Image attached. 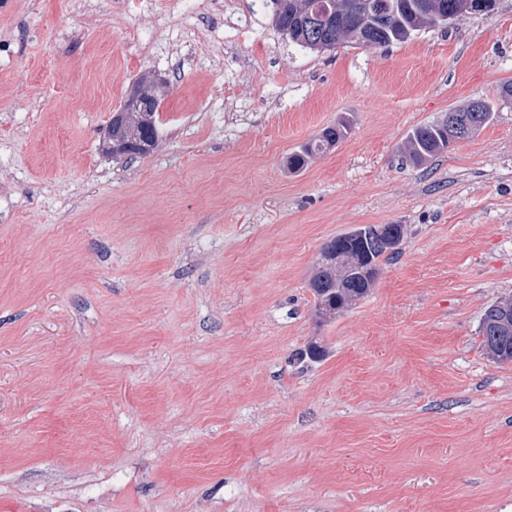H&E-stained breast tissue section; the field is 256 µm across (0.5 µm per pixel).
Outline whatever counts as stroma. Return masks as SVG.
I'll list each match as a JSON object with an SVG mask.
<instances>
[{"mask_svg": "<svg viewBox=\"0 0 512 512\" xmlns=\"http://www.w3.org/2000/svg\"><path fill=\"white\" fill-rule=\"evenodd\" d=\"M146 75L129 162L108 127ZM510 80L512 0L321 52L254 0H0V512H512V362L479 333L512 295ZM475 100L487 126L405 158ZM360 224L402 245L319 322ZM143 80L139 81V88L143 91L144 97L149 99V104L142 108L143 96L140 89L135 90L125 102L119 112H127V118L123 120V113H117L116 118H122L116 128L112 124L109 128L108 136L112 138V155H126L129 159L142 157L150 153L157 141V127L155 114L159 106L161 96L158 95L155 86L152 84L143 85ZM140 107V109H138ZM138 109L136 112L133 110ZM478 106V112H465L473 106ZM448 113L466 114L474 123L466 128L463 124L453 126L445 119L428 125L418 126L406 138L407 152L410 160L416 165H422L429 159L448 152L455 142L467 139L488 125L494 117L491 108L483 101L472 102L467 109L453 110ZM350 134V123L348 120L338 121L323 128L316 138L307 142L299 148L288 159V164L293 169H300L306 160L318 154H323L337 144L345 140ZM363 236L359 229H348L346 232L328 240L322 247L321 262L310 280V288L315 297V311L322 320L336 318L340 313L368 295L375 283V278L363 275L359 270L348 271L341 263L349 257L357 258L365 268H381V262L396 254L403 239L402 225L392 224L397 231L396 247L377 248L370 240L365 242L363 237L370 238L380 246L392 245L390 230L387 224L367 225ZM342 254V259L336 255ZM336 256V262L327 257Z\"/></svg>", "mask_w": 512, "mask_h": 512, "instance_id": "stroma-1", "label": "stroma"}]
</instances>
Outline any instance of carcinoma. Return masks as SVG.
Listing matches in <instances>:
<instances>
[{
  "label": "carcinoma",
  "instance_id": "carcinoma-1",
  "mask_svg": "<svg viewBox=\"0 0 512 512\" xmlns=\"http://www.w3.org/2000/svg\"><path fill=\"white\" fill-rule=\"evenodd\" d=\"M272 21L299 46L319 51L327 43L341 45L351 43L360 46L387 47L406 41L413 32L423 27L448 24L440 15L455 10L456 16L471 13L468 0H368L369 5L357 11L342 30L336 28V16L326 17V9L316 2L317 18L300 22L297 0H269ZM144 97L149 104L130 112L112 130V155L129 158L142 157L150 153L157 141L155 114L161 96L155 86L142 85ZM478 111L468 113L474 123L470 127L453 126L446 120L418 126L406 138L410 160L422 165L429 159L445 153L455 142L464 140L488 125L494 117L491 108L483 101L475 102ZM350 134V123L341 120L323 128L316 138L299 148L288 159L293 169H300L307 159L323 154L345 140ZM397 248H378L363 239L356 229L328 240L322 247L321 262L310 280L315 297V311L322 320H330L355 302L368 295L375 280L360 271H349L344 266L330 261V257L341 254L343 259L357 258L366 268L378 269L388 257L396 254ZM512 319V307L503 309L497 303L488 305L481 317L480 335L483 348L488 355L499 361H512V330L503 325V319Z\"/></svg>",
  "mask_w": 512,
  "mask_h": 512
}]
</instances>
